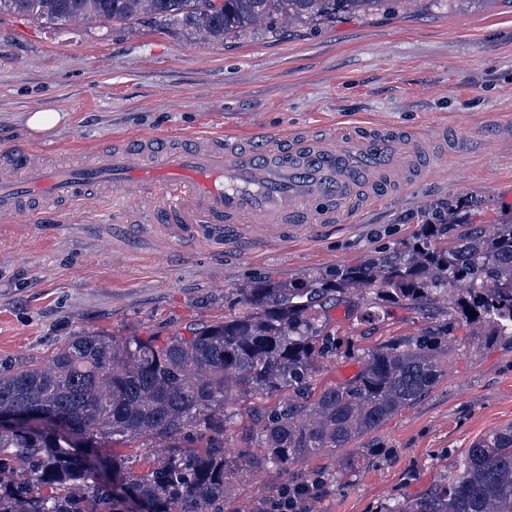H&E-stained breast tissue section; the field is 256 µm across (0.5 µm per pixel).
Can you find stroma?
I'll return each mask as SVG.
<instances>
[{
  "instance_id": "1",
  "label": "stroma",
  "mask_w": 512,
  "mask_h": 512,
  "mask_svg": "<svg viewBox=\"0 0 512 512\" xmlns=\"http://www.w3.org/2000/svg\"><path fill=\"white\" fill-rule=\"evenodd\" d=\"M64 121L30 132L27 114ZM371 121L448 128L472 145L429 178L366 212L351 228L226 256L138 219L136 203L101 195L53 204L38 221L0 226V368L46 362L84 331L167 339L221 319L237 288L261 274L304 278L388 250L456 206L470 224L512 218V0H393L381 15L297 25L283 35L245 28L224 40L136 24H69L0 15V151L26 140L53 162L78 164L129 132L241 133L255 126L317 132ZM341 346L316 387L353 377L364 350L430 319L396 308L385 322L330 312ZM451 340L445 373L414 406L336 454L282 473L236 480L225 512L275 499L285 484L320 481L308 512H386L426 491L475 440L512 424V341ZM270 404L238 406L228 455L248 445Z\"/></svg>"
}]
</instances>
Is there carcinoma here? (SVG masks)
<instances>
[{
    "instance_id": "1",
    "label": "carcinoma",
    "mask_w": 512,
    "mask_h": 512,
    "mask_svg": "<svg viewBox=\"0 0 512 512\" xmlns=\"http://www.w3.org/2000/svg\"><path fill=\"white\" fill-rule=\"evenodd\" d=\"M390 0H0V14L61 23L167 25L225 39L261 21L333 23ZM448 217L389 251L303 279L265 275L236 290L233 312L159 344L91 332L46 364L0 371V413L40 425L0 430V512H123L110 484L94 479L73 435L94 445H155L144 470L129 457L112 475L148 512H224L233 479L262 463L286 471L297 459L346 448L417 403L444 373L448 338L512 340V222L488 231ZM463 292L436 307L450 288ZM348 303L360 320L392 307L430 309L435 326L367 350L349 380L316 390L318 360L336 353L329 313ZM276 398L257 418L258 447L226 456L229 402ZM387 512H512V425L474 442L457 469Z\"/></svg>"
}]
</instances>
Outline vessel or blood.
Returning a JSON list of instances; mask_svg holds the SVG:
<instances>
[{
  "instance_id": "obj_1",
  "label": "vessel or blood",
  "mask_w": 512,
  "mask_h": 512,
  "mask_svg": "<svg viewBox=\"0 0 512 512\" xmlns=\"http://www.w3.org/2000/svg\"><path fill=\"white\" fill-rule=\"evenodd\" d=\"M421 137L262 131L256 144L228 145L197 133L189 145L162 148L152 133L136 136L135 147L98 151L79 167L35 163V146L21 141L0 155V222L34 219L57 201L84 204L102 190L149 207L162 202L168 229L180 239L258 253L356 223L386 196L425 179L427 168L411 165Z\"/></svg>"
}]
</instances>
